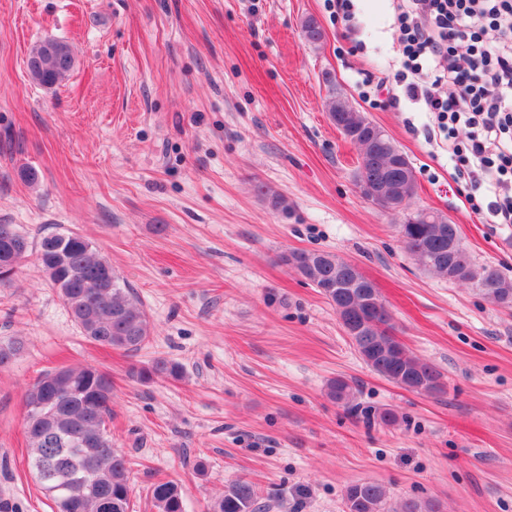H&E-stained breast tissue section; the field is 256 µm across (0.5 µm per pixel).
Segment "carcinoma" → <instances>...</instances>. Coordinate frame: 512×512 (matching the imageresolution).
Instances as JSON below:
<instances>
[{
    "mask_svg": "<svg viewBox=\"0 0 512 512\" xmlns=\"http://www.w3.org/2000/svg\"><path fill=\"white\" fill-rule=\"evenodd\" d=\"M34 83L52 88L68 79L75 66L69 45L47 39L33 45L26 61ZM347 107L343 113L356 134L354 145L375 154V160L358 166L354 177L375 183L399 176L397 165L406 155L388 135L373 142L377 128L357 111L347 96L332 93L327 112ZM405 250L437 277L470 284L492 302L512 306V280L496 268L475 265L466 248L448 249L458 233L447 217L425 220L420 212L398 225ZM14 254L23 262L34 253L49 287L67 305L80 333L104 347L140 351L150 338L148 316L137 296L120 281L111 262L98 247L76 232L44 236L36 243L21 234L14 224H0V252ZM281 261L318 289L340 318L367 313L365 300L380 298L378 289L363 287L365 276L351 263L328 251L295 250L282 254ZM362 284L353 291H336V283ZM388 311L372 317L363 335L351 341L363 361L376 374L406 390L419 394L443 391L442 375L432 364L404 347L391 334ZM23 349L16 339L0 341V368ZM182 367L163 358L136 372L141 381L156 374L178 376ZM330 398L353 412L358 411L356 389L345 379L329 383ZM28 466L39 487L55 503L57 512H129L128 460L112 446L107 422L112 417V381L93 365L54 371L38 376L25 393ZM158 512H184V488L171 481L150 487ZM387 488L376 482H357L347 487V512H388ZM249 481L235 480L209 512H269ZM397 512H438L429 500L409 499Z\"/></svg>",
    "mask_w": 512,
    "mask_h": 512,
    "instance_id": "carcinoma-1",
    "label": "carcinoma"
}]
</instances>
